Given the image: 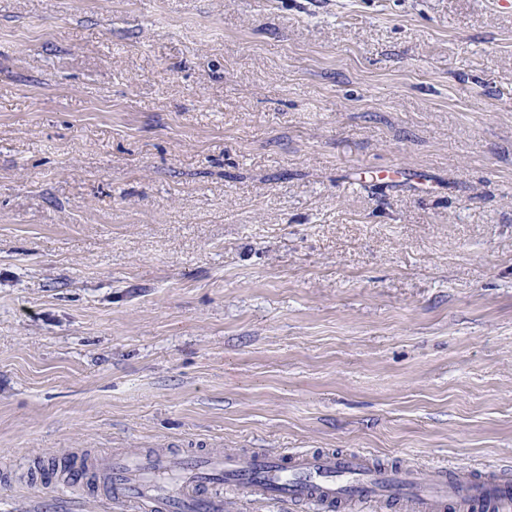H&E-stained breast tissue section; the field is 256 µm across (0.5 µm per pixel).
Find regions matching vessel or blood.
Returning <instances> with one entry per match:
<instances>
[{"mask_svg":"<svg viewBox=\"0 0 512 512\" xmlns=\"http://www.w3.org/2000/svg\"><path fill=\"white\" fill-rule=\"evenodd\" d=\"M48 467L64 481L89 476L111 512H224L223 487L306 512H512V479L485 471L461 476L447 464L402 470L373 463L364 452L319 449L268 453L185 454L174 448L104 453Z\"/></svg>","mask_w":512,"mask_h":512,"instance_id":"1","label":"vessel or blood"}]
</instances>
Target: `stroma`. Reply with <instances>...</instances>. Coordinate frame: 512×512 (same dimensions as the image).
<instances>
[{
  "label": "stroma",
  "mask_w": 512,
  "mask_h": 512,
  "mask_svg": "<svg viewBox=\"0 0 512 512\" xmlns=\"http://www.w3.org/2000/svg\"><path fill=\"white\" fill-rule=\"evenodd\" d=\"M137 448L512 472V10L0 0V512Z\"/></svg>",
  "instance_id": "35a3bbf8"
}]
</instances>
